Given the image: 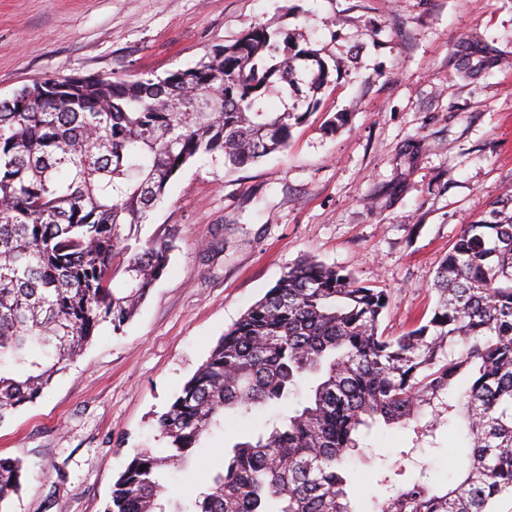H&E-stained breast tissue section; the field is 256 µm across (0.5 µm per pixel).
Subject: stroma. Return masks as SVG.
<instances>
[{
	"mask_svg": "<svg viewBox=\"0 0 512 512\" xmlns=\"http://www.w3.org/2000/svg\"><path fill=\"white\" fill-rule=\"evenodd\" d=\"M257 24L317 49L327 84L311 93L302 65L287 99L272 98L303 115L285 152L234 170L200 158L170 184L142 235L176 226L175 249L139 313L0 423V459L26 468L7 512H103L135 451L163 449L156 415L304 258L386 289L382 328H406L432 308L462 224L512 192V0H0V99L45 74L163 78ZM467 40L495 48L498 65L461 73ZM250 427L206 435L169 496L201 491ZM413 439L392 429L373 452L454 477V427L435 448Z\"/></svg>",
	"mask_w": 512,
	"mask_h": 512,
	"instance_id": "35a3bbf8",
	"label": "stroma"
}]
</instances>
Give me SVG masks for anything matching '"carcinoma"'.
Instances as JSON below:
<instances>
[{
  "mask_svg": "<svg viewBox=\"0 0 512 512\" xmlns=\"http://www.w3.org/2000/svg\"><path fill=\"white\" fill-rule=\"evenodd\" d=\"M301 60L317 64L320 89L328 69L315 50L254 26L175 81L87 73L59 100L23 102L29 88L68 80L46 75L0 100V422L136 315L174 239L169 229L144 241L141 228L186 165L221 156L239 168L287 148L301 115L268 99L288 92ZM497 62L476 44L463 69ZM430 291V313L384 334L386 290L316 259L289 267L157 415L167 447L132 456L106 512H362L350 463L369 455L373 430L410 428L433 445L459 417L461 479L444 490L417 461L406 481L383 465L376 509L494 512L512 493L511 194L462 226ZM268 408L279 410L272 424L261 420ZM235 415L254 420L252 433L224 448L194 499L164 500L165 473ZM22 479L18 461L0 459V505Z\"/></svg>",
  "mask_w": 512,
  "mask_h": 512,
  "instance_id": "cac0c4a2",
  "label": "carcinoma"
}]
</instances>
